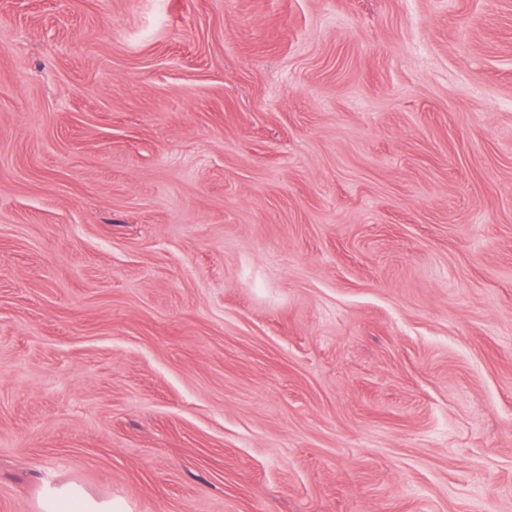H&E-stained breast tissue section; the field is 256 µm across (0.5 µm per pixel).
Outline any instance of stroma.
I'll use <instances>...</instances> for the list:
<instances>
[{"label":"stroma","mask_w":512,"mask_h":512,"mask_svg":"<svg viewBox=\"0 0 512 512\" xmlns=\"http://www.w3.org/2000/svg\"><path fill=\"white\" fill-rule=\"evenodd\" d=\"M512 512V0H0V512ZM42 512H120L119 504L99 499L74 483L48 488L40 503Z\"/></svg>","instance_id":"stroma-1"}]
</instances>
